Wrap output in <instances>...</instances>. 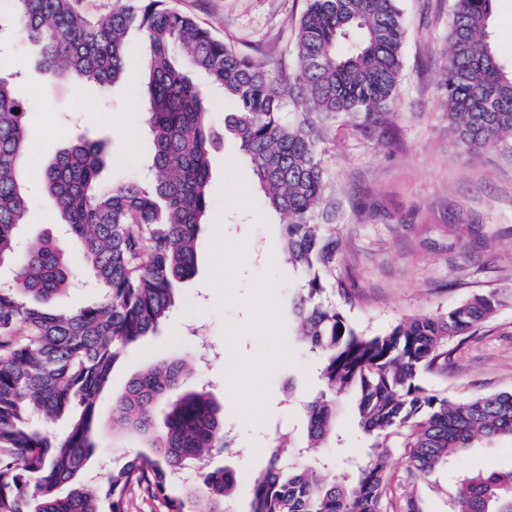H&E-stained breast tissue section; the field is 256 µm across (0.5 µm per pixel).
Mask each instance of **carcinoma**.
<instances>
[{
	"label": "carcinoma",
	"mask_w": 512,
	"mask_h": 512,
	"mask_svg": "<svg viewBox=\"0 0 512 512\" xmlns=\"http://www.w3.org/2000/svg\"><path fill=\"white\" fill-rule=\"evenodd\" d=\"M5 29L38 56L48 76L109 88L121 81L143 39L144 121L152 139L148 181L100 184L102 144L83 138L61 149L40 173L43 201L62 221L69 243L29 234L30 135L11 76L0 74V264L21 278L0 288V512H101L81 484L97 447V399L124 350L154 334L183 301L178 285L196 271L199 233L214 200L210 153L216 134L208 93L191 72L233 101L224 130L250 162L267 204L284 215L282 252L307 274L289 289L296 335L317 359V396L304 404L307 444L281 435L264 474L247 492L248 512H386L392 442L403 449L406 480L427 479L451 456L484 441L512 440V392L450 399L422 376L448 374V342L470 336L503 304L474 294L446 313L405 319L367 335L353 328L326 293L351 288L336 270L332 224L321 223L326 189L322 126L344 120L365 131L397 115L406 25L398 0H307L297 26L296 65L283 74L239 53L165 0H137L89 18L72 0H7ZM443 82L448 129L459 149L493 145L512 157V70L488 40L495 0H454ZM78 249L101 290L70 313L52 307L74 284L68 246ZM186 360L173 358L130 379L115 397L112 424L147 437L107 480L108 512H126L133 489L164 512H189L172 477L192 467L207 512H228L238 485L232 470L205 458L234 439L212 391L179 393ZM351 398L371 440L364 458L333 466L306 456L336 443V405ZM165 408L162 430L155 414ZM69 417L64 436L44 433L35 417ZM449 512H512V468L465 476Z\"/></svg>",
	"instance_id": "obj_1"
}]
</instances>
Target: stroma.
Instances as JSON below:
<instances>
[{"mask_svg":"<svg viewBox=\"0 0 512 512\" xmlns=\"http://www.w3.org/2000/svg\"><path fill=\"white\" fill-rule=\"evenodd\" d=\"M168 4L197 19L216 38L271 66L288 68L295 62L304 0ZM400 6L408 38L397 118L369 135L341 121L323 131L322 161L336 207L338 270L354 289L352 301L340 299L336 306L356 329L377 334L409 317L446 312L475 293L507 295V302L473 335L449 343L447 378L428 374L424 383L452 399L512 391V160L492 146L477 156L463 153L448 130L443 75L453 0H400ZM488 32L501 64L512 69V0H498ZM0 73L15 74L14 91L30 107L26 121L31 151L40 163L89 136L105 146L104 184L140 174L151 140L139 95V53L127 57L123 81L105 93L80 82L48 79L33 50L5 33L0 35ZM230 158L238 160L255 208H232L220 218L208 213L196 272L182 285L184 306L176 307L155 334L129 347L114 364L110 383L98 399V446L82 477L93 495H101L109 474L130 455L146 448L136 436L113 429L112 405L129 380L150 365L185 358L192 368L187 388L206 385L219 398L224 424L235 431L236 442L230 454L214 456L210 464L233 468L244 488L264 472L268 458L262 450L277 432L301 434L302 404L318 393L314 364L288 321L284 340L293 361L269 378L265 422L246 424L224 395V360L230 355L224 324H245L249 313L240 305L212 313L217 293L208 282L207 244L218 229L227 239L244 243L236 288L243 298L254 278L269 267L261 256L263 248L279 250L284 222L265 208L250 164L232 136H220L212 153L213 187H220L223 165ZM188 305L200 307L201 315L185 316ZM336 426L341 442L328 449V456L339 460L366 450L369 441L349 400H342ZM510 465L512 440L497 439L452 458L412 488L405 481L401 454L393 453L388 512H402L404 499L412 494L423 501L426 512H448V498L464 473Z\"/></svg>","mask_w":512,"mask_h":512,"instance_id":"stroma-1","label":"stroma"}]
</instances>
